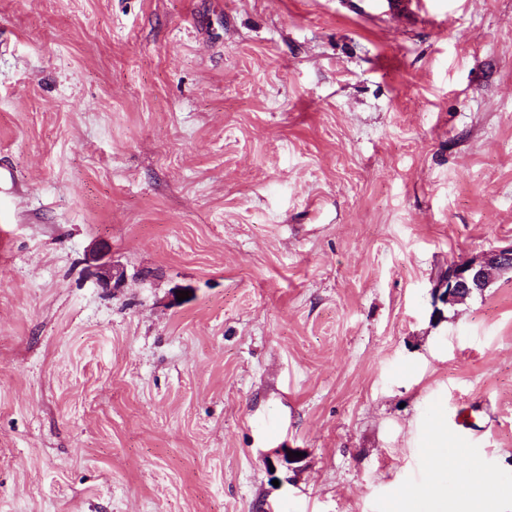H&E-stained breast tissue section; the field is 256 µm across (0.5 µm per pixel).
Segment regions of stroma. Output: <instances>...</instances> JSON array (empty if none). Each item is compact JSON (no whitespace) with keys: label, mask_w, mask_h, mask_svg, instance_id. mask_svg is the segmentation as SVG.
Here are the masks:
<instances>
[{"label":"stroma","mask_w":512,"mask_h":512,"mask_svg":"<svg viewBox=\"0 0 512 512\" xmlns=\"http://www.w3.org/2000/svg\"><path fill=\"white\" fill-rule=\"evenodd\" d=\"M347 2L0 0V512H512V0ZM359 9L363 13L382 11L391 15L403 13L410 19L426 21L428 18L427 3L424 0H359ZM512 272V243L477 257L462 258L448 265V272L435 281L433 303L453 304L460 295L482 294L497 278ZM460 302V303H463ZM459 303V304H460ZM95 270L98 285L105 292L114 294L125 287L126 273L120 267L103 263L95 265Z\"/></svg>","instance_id":"1"}]
</instances>
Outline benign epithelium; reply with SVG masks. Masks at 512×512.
Instances as JSON below:
<instances>
[{
  "label": "benign epithelium",
  "mask_w": 512,
  "mask_h": 512,
  "mask_svg": "<svg viewBox=\"0 0 512 512\" xmlns=\"http://www.w3.org/2000/svg\"><path fill=\"white\" fill-rule=\"evenodd\" d=\"M98 285L108 293H117L126 284V273L116 265L95 266ZM512 272V243L494 248L477 257L462 258L448 265V272L437 278L433 303L447 306L460 295L482 294L497 278Z\"/></svg>",
  "instance_id": "7a95c632"
}]
</instances>
